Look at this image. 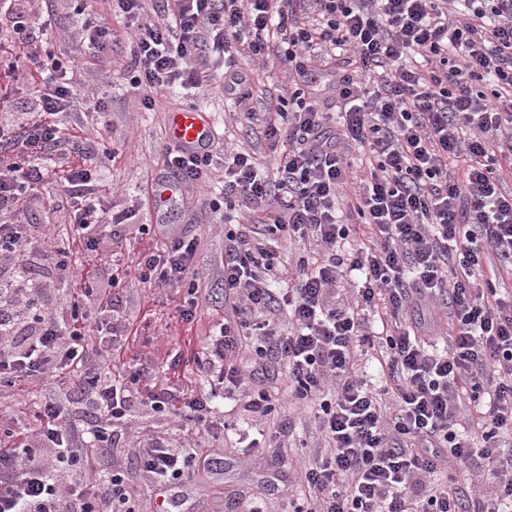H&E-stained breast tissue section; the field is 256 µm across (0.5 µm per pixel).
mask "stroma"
<instances>
[{"label":"stroma","mask_w":512,"mask_h":512,"mask_svg":"<svg viewBox=\"0 0 512 512\" xmlns=\"http://www.w3.org/2000/svg\"><path fill=\"white\" fill-rule=\"evenodd\" d=\"M31 7L56 15L48 41L55 52L76 57V79L82 93L104 96L108 102V114L98 126V144L114 149L121 157L119 163L102 171L116 190L114 209L127 207L137 183L158 173L160 155L169 141V118L187 108L203 111L212 126L229 133L230 145L250 149L262 162L272 163V144L264 135L261 117L269 100L288 86V75L276 57H269L253 98L246 103L230 99L224 91V76L217 70L211 72L199 96L188 97L175 88L158 95L153 109L148 110L142 95L129 85L128 65L137 50L135 39L127 32L122 17L113 13L111 0H87L85 4L87 12L112 31V45L103 52L91 50L74 28L68 0H33ZM210 199V193L203 190L187 194L180 210L170 215L171 222L200 241L203 305L207 308L224 303V226L212 214ZM260 387L277 405L273 417L252 424L253 430L265 434L267 446L263 452L253 454L232 440L215 442L209 451L210 463L185 482L158 487L150 480H141L137 497L144 512H244L248 496L255 497L265 512H280L293 483L292 475L281 468L280 462L287 458L289 448L298 445L303 446L305 456H313L319 444L318 433L313 420L289 405L288 384L282 377L265 373ZM285 419L291 420L292 429L287 435H277L278 425Z\"/></svg>","instance_id":"1"}]
</instances>
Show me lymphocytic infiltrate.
I'll list each match as a JSON object with an SVG mask.
<instances>
[{
	"instance_id": "obj_1",
	"label": "lymphocytic infiltrate",
	"mask_w": 512,
	"mask_h": 512,
	"mask_svg": "<svg viewBox=\"0 0 512 512\" xmlns=\"http://www.w3.org/2000/svg\"><path fill=\"white\" fill-rule=\"evenodd\" d=\"M112 0L139 32L130 86L203 90L224 69V91L245 101L254 76L239 56L275 55L293 79L292 106L265 134L283 150L265 169L246 149L224 153V187L212 212L246 222L224 233V299L207 339L200 319L197 238L175 231L157 206L162 183L214 182L207 144L168 145L162 179L145 181L135 205L114 211V162L89 151L99 97L80 98L76 66L43 48L53 13L19 14L0 0V379L26 398L30 384H67L100 415L78 427L57 397L0 417V512H137L124 473L94 478L112 428L132 401L177 418V437L133 434L136 467L158 486L190 478L227 425L217 400L253 417L274 414L254 377L274 365L295 405L314 416L323 454L296 463L304 493L290 512H512V0ZM348 56L327 111L312 85L318 66ZM30 95L17 101L18 85ZM86 121L64 123L71 103ZM67 153H58L59 144ZM361 147L357 173L345 151ZM360 181L336 213L345 187ZM59 199L65 246L31 244L22 218ZM299 244L284 263V242ZM43 256L71 273L68 318L51 309L31 269ZM179 292L183 343L162 367L130 364L152 310L120 321L99 342L85 309L115 306L128 283ZM251 345L242 365L240 351Z\"/></svg>"
}]
</instances>
